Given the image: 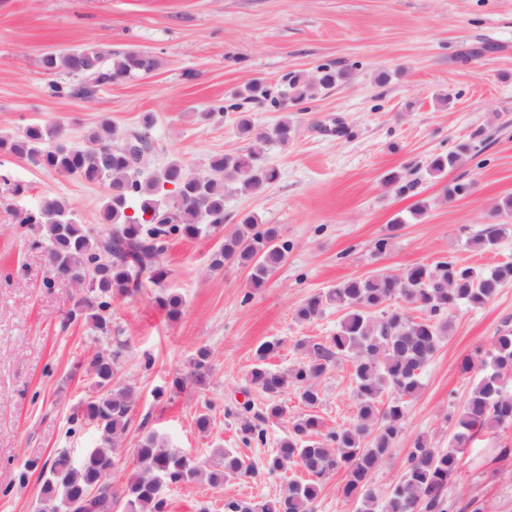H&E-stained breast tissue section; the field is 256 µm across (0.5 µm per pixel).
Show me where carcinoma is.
<instances>
[{"instance_id": "cac0c4a2", "label": "carcinoma", "mask_w": 512, "mask_h": 512, "mask_svg": "<svg viewBox=\"0 0 512 512\" xmlns=\"http://www.w3.org/2000/svg\"><path fill=\"white\" fill-rule=\"evenodd\" d=\"M88 59L98 62L92 70L97 83L144 77L160 66L159 58L151 52L114 54L94 46L47 52L41 56L40 66L50 74L70 75L82 69ZM347 77V70L327 64L317 67L313 76L291 72L281 96L302 104ZM152 125L153 117L145 115L141 127L121 131L104 119L81 142L69 140L59 127L44 129L38 125L28 126L19 135L0 137L1 152L88 182H108L110 195L104 219L113 228L105 236L92 234L77 221L72 207L56 196H43L35 205L15 211L17 223L44 229L35 244L46 250L58 275L81 288L71 316H85L102 333L111 330L112 296L137 291L144 276L154 283L162 280L165 272L159 262L172 237L197 238L208 228L219 227L224 223L228 192H256L278 180L277 169L262 161L263 145L274 140L286 146L294 133L293 124L286 119L268 131L257 132L251 120L243 116L238 132L249 141L243 152L214 156L202 170H193L178 158L151 169ZM131 139L142 143L138 165L124 151L125 142ZM466 151L467 146L462 145L434 156L428 164L430 174L441 176L456 167ZM507 231V225L501 224L473 238V244L490 250ZM287 253L288 242L281 238L278 225L263 224L246 214L239 228L212 254L210 266L215 270L246 266L252 286L260 288ZM509 280L512 264L477 271L444 259L433 266H413L400 275L379 273L347 280L308 298L297 311L302 321L318 318L333 305L345 310V315L327 343L312 345L309 359L286 373L265 363L275 350L274 344L258 349L249 384L265 392L269 403L265 413L242 418V441L263 439L262 424L288 416L280 397L290 387L301 392L307 407H316L318 380L330 363L341 359L353 363L356 422L324 433L323 423L315 414L292 418L288 438L267 461V473L296 464L305 478L291 482L287 492L272 502L226 500L224 512H315L323 480L341 469L346 473L342 492L347 498H356L357 512H453L445 490L459 474L461 454L471 436L512 424V330L501 333L491 350L464 359L462 369L469 372L476 368L480 377L456 419L452 445L441 450L431 447L427 439L417 438L401 479L383 499L372 487V476L401 431L404 399L420 390L421 370L448 331L449 323L438 316L459 304H486ZM394 299L424 310L427 317L416 319L403 308L390 307ZM158 304L175 318L181 314L184 300L178 293L167 292L158 297ZM117 357L118 353L106 351L87 356L93 393L82 405L81 416L72 417V421L95 427L101 445L80 460L62 450L43 463L39 472L41 506L50 503L58 512H114L121 501L124 512H167L166 490L173 485L195 482L205 475L209 484L217 487L228 474L257 475L232 451L222 454L220 467L206 470L196 457L166 446L156 433L147 432L135 449L136 473L127 482L123 498H118L108 477L116 466L115 447L129 426L133 391L115 383ZM209 363V350L199 349L192 371L174 380L173 386L181 389L188 381L205 385ZM385 392L393 397L381 411L378 404Z\"/></svg>"}]
</instances>
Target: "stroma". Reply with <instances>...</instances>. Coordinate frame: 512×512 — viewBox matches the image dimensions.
Wrapping results in <instances>:
<instances>
[{
  "mask_svg": "<svg viewBox=\"0 0 512 512\" xmlns=\"http://www.w3.org/2000/svg\"><path fill=\"white\" fill-rule=\"evenodd\" d=\"M97 45L112 52L141 48L160 68L101 88L88 100L60 97L50 86L64 74L44 73L49 51ZM482 55L462 59L469 48ZM330 64L348 79L314 100L279 102L288 72L315 74ZM264 80L270 96L239 103L236 92ZM154 117L152 167L178 158L200 168L216 155L242 150L239 115L267 130L290 119L288 145L267 144L263 158L278 180L257 193L235 192L224 202V224L196 239L173 238L162 260V284L112 298V331L95 330L85 317L68 319L78 297L59 277L35 232L16 224L0 205V512H37L41 483L31 460L60 449L79 455L94 447L92 428L71 430L75 407L91 394L82 360L94 350L118 351L119 383L134 388L128 434L109 478L123 494L136 470L135 448L147 431L205 467L235 451L257 470L254 478L227 476L171 487L169 512H224V502L265 503L281 497L299 467L268 474L266 461L287 438L286 420L266 422L264 441L243 443L241 403L264 411L267 398L251 387L257 348L278 349L267 360L276 370L306 360L304 343H326L342 310L328 307L303 322L296 312L312 295L377 271L403 273L445 257L486 270L512 263V230L493 250L473 238L499 224L493 209L512 196V0H0V135L37 124L62 127L72 141L102 120L119 129ZM468 145L461 165L440 178L427 165L440 153ZM0 196L21 189L19 204L45 194L73 207L81 224L108 232L103 218L107 182H87L0 152ZM402 173L412 187L397 193L385 178ZM465 194L446 198L447 186ZM424 214H414L416 203ZM280 225L290 251L264 287L250 284L248 268H210L212 252L242 215ZM385 250H377L379 240ZM179 292L181 315L158 306L163 291ZM450 331L421 374V388L405 398V418L390 455L373 476L377 495L399 481L415 440L447 448L455 422L479 377L462 362L490 350L512 330V281L485 305H459ZM211 352L205 386L173 391L190 372L199 348ZM355 380L349 360L331 363L319 380L314 412L325 429L353 424ZM210 417L199 431V415ZM446 495L455 512H512V425L474 436L461 457L459 477Z\"/></svg>",
  "mask_w": 512,
  "mask_h": 512,
  "instance_id": "1",
  "label": "stroma"
}]
</instances>
